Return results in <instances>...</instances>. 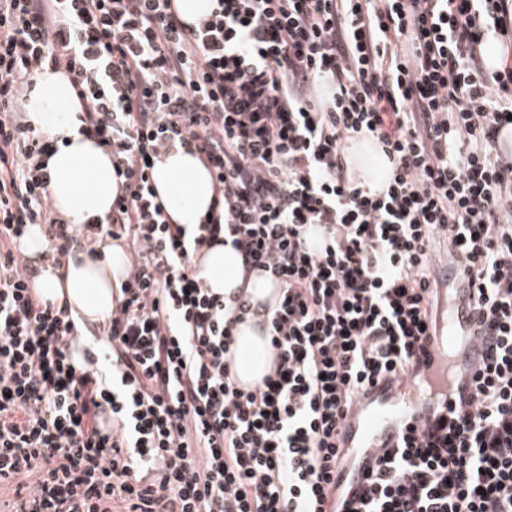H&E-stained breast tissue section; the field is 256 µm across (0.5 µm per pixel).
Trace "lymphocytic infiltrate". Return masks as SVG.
I'll use <instances>...</instances> for the list:
<instances>
[{
  "label": "lymphocytic infiltrate",
  "mask_w": 512,
  "mask_h": 512,
  "mask_svg": "<svg viewBox=\"0 0 512 512\" xmlns=\"http://www.w3.org/2000/svg\"><path fill=\"white\" fill-rule=\"evenodd\" d=\"M512 0H0V488L9 512H512ZM112 155L102 220L51 204V141L19 117L44 68ZM380 144L370 189L346 139ZM187 148L215 206L175 224L153 161ZM44 261L126 243L101 339L38 297ZM229 244L279 297L272 371L239 386L228 354L251 306L194 263ZM464 260L489 356L455 418L349 461L337 439L366 383L413 379L435 336L434 256ZM213 0H173V7L181 19L192 25L213 6Z\"/></svg>",
  "instance_id": "f902f5d3"
}]
</instances>
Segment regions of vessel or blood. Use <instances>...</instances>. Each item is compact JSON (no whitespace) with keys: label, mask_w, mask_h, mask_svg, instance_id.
<instances>
[{"label":"vessel or blood","mask_w":512,"mask_h":512,"mask_svg":"<svg viewBox=\"0 0 512 512\" xmlns=\"http://www.w3.org/2000/svg\"><path fill=\"white\" fill-rule=\"evenodd\" d=\"M439 287L448 291L447 316L437 324L440 337L431 349L426 379L431 388L405 401L401 388L383 379L366 393L367 404L348 417L341 441L343 450L392 448L406 434L407 424L431 421L436 410L469 400L474 377L483 364L486 346L474 333V298L468 273L441 261L435 265Z\"/></svg>","instance_id":"vessel-or-blood-1"}]
</instances>
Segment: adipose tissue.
<instances>
[{"label": "adipose tissue", "mask_w": 512, "mask_h": 512, "mask_svg": "<svg viewBox=\"0 0 512 512\" xmlns=\"http://www.w3.org/2000/svg\"><path fill=\"white\" fill-rule=\"evenodd\" d=\"M77 100L67 77L60 73L39 75L30 94L27 118L47 134L55 149L47 157L48 192L63 218L81 222L105 216L116 197L119 182L108 155L94 140L76 131ZM348 170L363 185L375 188L389 176V164L371 139L355 137L347 143ZM159 201L172 223L195 224L214 200L211 177L203 163L183 150H170L156 162L153 174ZM102 256L70 254L62 268L41 272L36 284L41 298L70 306L86 324L107 319L118 294L115 280L124 256L121 248L103 246ZM195 264L220 295L246 294L254 306L275 303L277 286L259 271L244 269L242 257L233 248L217 245L202 250ZM234 358L230 368L240 385L261 383L269 374L274 356L268 332L257 319L249 317L233 332Z\"/></svg>", "instance_id": "obj_1"}]
</instances>
